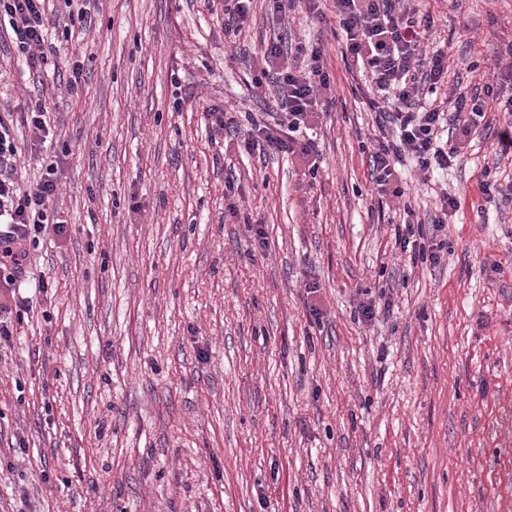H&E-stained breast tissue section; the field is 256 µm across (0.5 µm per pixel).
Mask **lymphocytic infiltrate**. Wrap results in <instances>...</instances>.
<instances>
[{
    "instance_id": "obj_1",
    "label": "lymphocytic infiltrate",
    "mask_w": 512,
    "mask_h": 512,
    "mask_svg": "<svg viewBox=\"0 0 512 512\" xmlns=\"http://www.w3.org/2000/svg\"><path fill=\"white\" fill-rule=\"evenodd\" d=\"M45 0H0V26H9L12 42L29 73H41L56 47L47 44ZM336 22L344 35V53L362 60L376 91L372 105L382 138L369 150L371 179L385 191L397 167L405 159L415 160L422 172L445 171L459 155L445 135L459 127L464 113L479 114L485 101L458 95L452 109L429 101L438 85L445 83L448 52L430 49L434 21L418 16L411 0H332ZM289 50L281 37L264 43L257 73L251 80L256 95L274 90L276 111L253 121L239 133L234 120L219 109L210 112L214 133L236 140L239 151L310 159L314 143L299 142L298 132L315 114L319 100L331 90L324 65L323 48L310 49L306 59L288 62ZM13 112L0 108V311L23 307L15 290L27 268L29 246L46 232L63 236L64 222L54 220L52 205L60 188L57 161H50L39 181L21 188L15 174L21 157Z\"/></svg>"
}]
</instances>
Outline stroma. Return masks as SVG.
<instances>
[{"label": "stroma", "mask_w": 512, "mask_h": 512, "mask_svg": "<svg viewBox=\"0 0 512 512\" xmlns=\"http://www.w3.org/2000/svg\"><path fill=\"white\" fill-rule=\"evenodd\" d=\"M415 5L448 46L440 96H512V0ZM44 7L60 52L33 79L0 29V105L44 104L54 138L33 151L19 131L16 178L57 160L68 233L31 249L0 345V512H512V157L491 151L507 114L487 105L447 175L407 163L381 197L374 91L331 0L321 20L254 0L230 43L224 0ZM273 35L325 50L314 177L206 117L244 131L274 111L249 87ZM444 191L448 253L413 263L396 229Z\"/></svg>", "instance_id": "obj_1"}]
</instances>
